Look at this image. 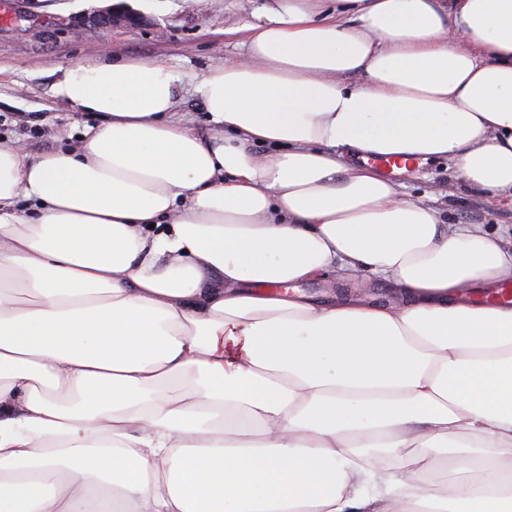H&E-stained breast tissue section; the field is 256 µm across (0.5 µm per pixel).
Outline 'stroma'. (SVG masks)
Returning <instances> with one entry per match:
<instances>
[{"label": "stroma", "instance_id": "obj_1", "mask_svg": "<svg viewBox=\"0 0 512 512\" xmlns=\"http://www.w3.org/2000/svg\"><path fill=\"white\" fill-rule=\"evenodd\" d=\"M267 0H15L0 21V141L16 142L33 156L77 141L98 124L93 112L75 111L55 94L63 70L109 54L113 59L157 61L185 76L176 112L192 115L196 129L210 124L196 87L204 73L238 54L235 28ZM120 6L142 16L141 25L110 28L96 20L99 10ZM403 191L422 198L436 192L438 205L453 224H481L512 231V201L487 211L480 192L463 184L453 164L431 161L395 177ZM305 293L321 299L356 289L385 301L389 283L361 274L328 276L303 283Z\"/></svg>", "mask_w": 512, "mask_h": 512}]
</instances>
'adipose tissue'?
I'll return each instance as SVG.
<instances>
[{"label":"adipose tissue","instance_id":"1","mask_svg":"<svg viewBox=\"0 0 512 512\" xmlns=\"http://www.w3.org/2000/svg\"><path fill=\"white\" fill-rule=\"evenodd\" d=\"M237 32L209 135L181 73L101 55L56 85L101 118L78 144L0 142V512H512V304L467 298L512 248L370 163L512 197V0ZM332 271L392 297L301 291Z\"/></svg>","mask_w":512,"mask_h":512}]
</instances>
